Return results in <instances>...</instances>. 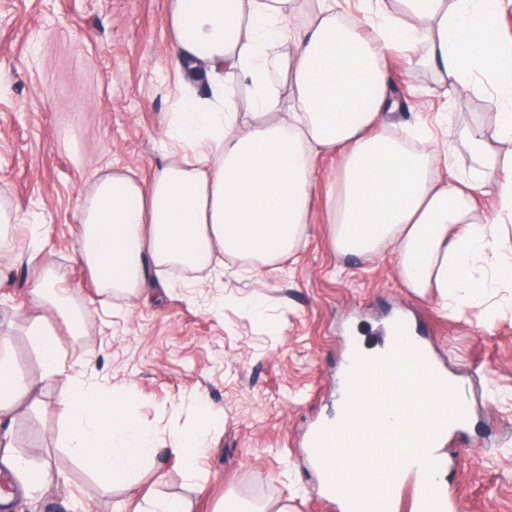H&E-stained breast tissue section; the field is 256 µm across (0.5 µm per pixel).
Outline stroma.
I'll list each match as a JSON object with an SVG mask.
<instances>
[{
  "mask_svg": "<svg viewBox=\"0 0 512 512\" xmlns=\"http://www.w3.org/2000/svg\"><path fill=\"white\" fill-rule=\"evenodd\" d=\"M169 0H0V200L16 215L0 232V337L23 377L36 380L40 407L17 417L10 455L54 478L14 498L9 512H143L156 497L214 512L224 497L248 508L337 512L322 498L305 457L310 428L333 417L349 344H381L402 314L472 411L451 435L458 454L447 472L460 512H512V284L448 307L437 289L418 293L402 279L392 248L339 256L326 189L343 160L321 153L310 198L314 214L291 254L263 263L225 253L215 275L173 270L157 299L126 301L97 292L79 260L76 215L104 169L134 167L151 177L177 144L170 121L187 98L210 97L186 84L173 63ZM382 65L397 103L390 134L427 127L492 131L489 95L462 104L443 92L437 70L395 45ZM62 278L86 332L52 320L64 377L42 378L27 331L31 291L45 267ZM197 287H187L189 278ZM99 381L131 394L137 418L159 438L199 423L198 402L220 421L187 481L182 460L158 461L127 489L93 478L60 444L64 378Z\"/></svg>",
  "mask_w": 512,
  "mask_h": 512,
  "instance_id": "stroma-1",
  "label": "stroma"
}]
</instances>
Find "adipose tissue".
<instances>
[{"instance_id":"ef3b65f1","label":"adipose tissue","mask_w":512,"mask_h":512,"mask_svg":"<svg viewBox=\"0 0 512 512\" xmlns=\"http://www.w3.org/2000/svg\"><path fill=\"white\" fill-rule=\"evenodd\" d=\"M400 2L398 17L385 0H365V11L380 19L378 44L412 50L430 41L440 80L454 93L477 91L473 74H490L500 110L497 140L512 158V47L499 33L501 0ZM339 8V0H315L309 10L294 0H170L177 65L214 90L206 105L189 101L176 114L180 158L147 181L130 168L105 170L88 191L77 217L79 257L103 293L139 295L160 268L204 269L228 248L261 260L290 252L312 220L314 159L328 149L345 160L328 191L339 254L393 246L408 287L439 288L460 307L512 282V266L481 278L471 273L478 257L495 250L499 229L475 214L471 193L495 182L497 206L512 216V165L488 164L484 131L466 128L458 136L475 164L451 185L438 176L453 158L449 145L412 150L386 135L393 109L386 74L357 24L340 21ZM415 16L431 20V28L416 27ZM287 42L293 50L284 56L279 49ZM241 86L251 101L245 122L237 105ZM59 281L49 270L32 290L41 314L30 322L29 342L46 377L64 371L48 315L82 331ZM35 398L34 382L19 374L9 342L1 341L0 419ZM129 400L103 384L68 383L60 404L71 453L113 485H129L169 453H182L186 475H194V451L207 447L213 414L201 410L197 430L163 446L132 415Z\"/></svg>"}]
</instances>
